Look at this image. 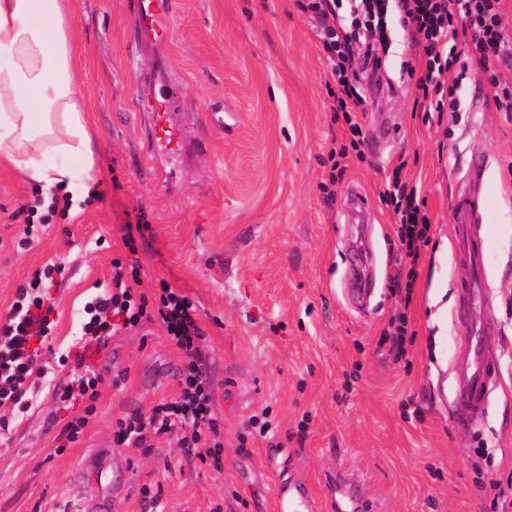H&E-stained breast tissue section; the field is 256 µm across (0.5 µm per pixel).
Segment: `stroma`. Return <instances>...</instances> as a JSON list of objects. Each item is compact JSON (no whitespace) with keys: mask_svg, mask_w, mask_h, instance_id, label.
<instances>
[{"mask_svg":"<svg viewBox=\"0 0 512 512\" xmlns=\"http://www.w3.org/2000/svg\"><path fill=\"white\" fill-rule=\"evenodd\" d=\"M170 2L169 34L157 41L141 34L132 0H71L74 65L99 144L89 204L35 226L32 245L16 249L37 188L0 164V315L44 263L65 262L69 273L51 291V342H31L49 373L0 439V512H81L86 465L101 451L113 464L103 512H144V486L160 490V512H272L287 476L311 485L320 512H335L334 481L350 483L362 512H500L498 499L512 500V112L498 109L484 64L472 61L458 83L461 111L424 112L408 72L416 49L391 13L383 89L357 115L363 154L333 181L330 154L350 133L333 118L330 65L296 0ZM174 78L189 104L168 112L181 142L162 153L146 106ZM382 127L394 128L391 141L379 139ZM476 158L500 384L483 419L458 430L448 414L463 334L454 200ZM396 174L431 219L407 300L389 288L396 219L381 199ZM356 193L365 212L352 206ZM132 253L143 291L163 280L197 308L223 470L186 461L174 434L146 456L113 441L118 418L176 397L183 366L157 322L102 350L80 340L85 303L110 285L113 258ZM403 303L412 335L396 361L378 344ZM76 352L127 378L102 390L78 443L58 455V431L82 412L57 400L72 379L61 358ZM261 415L273 438L247 433Z\"/></svg>","mask_w":512,"mask_h":512,"instance_id":"35a3bbf8","label":"stroma"}]
</instances>
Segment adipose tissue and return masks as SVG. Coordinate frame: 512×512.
Returning a JSON list of instances; mask_svg holds the SVG:
<instances>
[{
  "label": "adipose tissue",
  "mask_w": 512,
  "mask_h": 512,
  "mask_svg": "<svg viewBox=\"0 0 512 512\" xmlns=\"http://www.w3.org/2000/svg\"><path fill=\"white\" fill-rule=\"evenodd\" d=\"M64 0H0V161L44 194L79 203L95 151Z\"/></svg>",
  "instance_id": "obj_1"
}]
</instances>
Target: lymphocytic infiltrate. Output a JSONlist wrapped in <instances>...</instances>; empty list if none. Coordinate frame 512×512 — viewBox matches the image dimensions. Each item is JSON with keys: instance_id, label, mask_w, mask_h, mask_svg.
I'll use <instances>...</instances> for the list:
<instances>
[{"instance_id": "f902f5d3", "label": "lymphocytic infiltrate", "mask_w": 512, "mask_h": 512, "mask_svg": "<svg viewBox=\"0 0 512 512\" xmlns=\"http://www.w3.org/2000/svg\"><path fill=\"white\" fill-rule=\"evenodd\" d=\"M397 4L403 28L411 36L422 57V71L416 80V100L425 111H458L455 85L446 83L449 73L465 76L468 64L477 59L512 60V41L501 27L500 0H355L348 19H341L342 0H297L298 7L317 23L322 50L331 65L335 83L329 95L332 112L342 115L350 131L348 145L342 146L333 168L349 154L359 153L364 143L362 128L353 113L365 99L356 88L350 69L361 59L362 71L376 79L382 65L378 44L387 39L388 7ZM396 218L400 245L397 261L409 266L405 281H394V288L412 290L415 268L422 257L431 230L425 200L401 176H394L382 194ZM65 264L53 263L37 268L16 288L8 313L0 318V434L9 433L15 418L27 413L34 400L33 388L42 371L35 366L29 351L31 339L48 340L53 324L50 290L65 279ZM138 261L123 264L112 261V287L84 306L86 319L82 341L104 348L110 338L124 329L153 320L160 321L166 335L184 360L179 393L174 400L155 405L150 415L134 413L115 422L116 443L149 454L156 437L179 433L180 451L187 460L211 462L222 468L224 426L213 411V386L207 375V352L203 329L192 302L161 284L156 300L137 289L141 284ZM74 379L60 394L61 402L82 403L81 414L72 417L56 436V453H64L79 440L95 410L104 384L120 386L124 371L104 375L86 365L82 354L72 360Z\"/></svg>"}]
</instances>
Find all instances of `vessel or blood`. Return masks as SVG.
Wrapping results in <instances>:
<instances>
[{"label":"vessel or blood","instance_id":"vessel-or-blood-1","mask_svg":"<svg viewBox=\"0 0 512 512\" xmlns=\"http://www.w3.org/2000/svg\"><path fill=\"white\" fill-rule=\"evenodd\" d=\"M134 6L145 30L157 38H165L168 33L165 0H134ZM185 100L183 84L177 79L169 82L166 94L153 97L149 104L153 146L168 148L176 143L177 133L167 126L166 115ZM471 169L475 175L473 187L458 194L454 203V251L467 269L460 288L462 305L457 313L465 335L453 363L449 414L452 422L460 427L470 426L483 416L499 383L496 349L489 341L490 336L496 335L497 326L488 314L487 228L483 224L485 192L479 177L480 161H472ZM274 495L275 512H316V500L300 480H279Z\"/></svg>","mask_w":512,"mask_h":512}]
</instances>
